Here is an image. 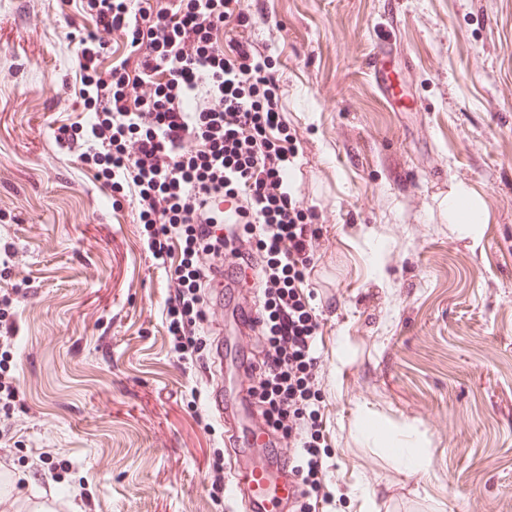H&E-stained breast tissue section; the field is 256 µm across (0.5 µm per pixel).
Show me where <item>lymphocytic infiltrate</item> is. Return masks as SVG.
<instances>
[{
	"mask_svg": "<svg viewBox=\"0 0 512 512\" xmlns=\"http://www.w3.org/2000/svg\"><path fill=\"white\" fill-rule=\"evenodd\" d=\"M232 0H179L156 12L150 0H86L94 31L80 39L81 97L94 110L88 128L60 130L58 142L98 167L112 186L127 187L150 229L155 254L179 243L181 259L166 300L179 359L202 347V291L226 254L254 263L259 305L269 326L259 397L280 447L307 496L319 495L329 465L322 455L323 419L314 403L322 377L320 327L306 289L320 247L292 195L288 173L297 139L290 133L268 57L245 36L219 49L215 33L227 16L248 28L251 16ZM135 56L100 72L113 35ZM239 224L234 237L212 225Z\"/></svg>",
	"mask_w": 512,
	"mask_h": 512,
	"instance_id": "lymphocytic-infiltrate-1",
	"label": "lymphocytic infiltrate"
}]
</instances>
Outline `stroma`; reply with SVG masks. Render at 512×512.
Here are the masks:
<instances>
[{"instance_id": "1", "label": "stroma", "mask_w": 512, "mask_h": 512, "mask_svg": "<svg viewBox=\"0 0 512 512\" xmlns=\"http://www.w3.org/2000/svg\"><path fill=\"white\" fill-rule=\"evenodd\" d=\"M299 141L291 183L323 246L308 279L331 469L320 512H512V0H244ZM80 0H0V289L14 290L0 512H239L199 359L173 352L179 249L154 257L128 192L55 136L87 124ZM405 96L367 63L383 39ZM486 222L458 234L456 183ZM236 351L260 360L225 304ZM397 433L379 447L363 414ZM423 456L410 460L408 451Z\"/></svg>"}]
</instances>
